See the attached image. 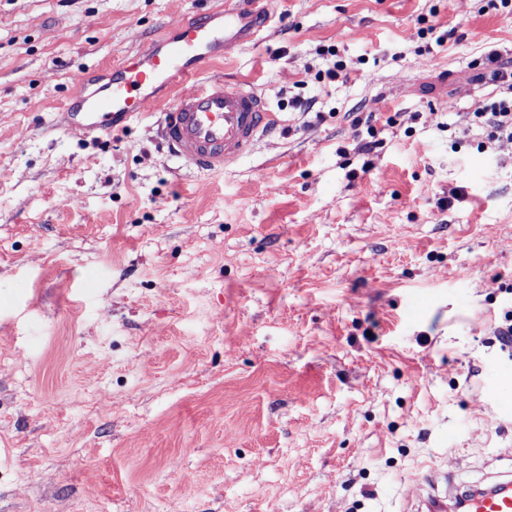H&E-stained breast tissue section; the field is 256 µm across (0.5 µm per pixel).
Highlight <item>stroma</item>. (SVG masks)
I'll return each mask as SVG.
<instances>
[{
    "label": "stroma",
    "instance_id": "1",
    "mask_svg": "<svg viewBox=\"0 0 512 512\" xmlns=\"http://www.w3.org/2000/svg\"><path fill=\"white\" fill-rule=\"evenodd\" d=\"M220 2L0 0V512H422L427 471L512 477V140L470 122L512 97L482 75L512 9L272 0L207 68L280 119L221 173L156 102L65 126L79 71Z\"/></svg>",
    "mask_w": 512,
    "mask_h": 512
}]
</instances>
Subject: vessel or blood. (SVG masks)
Segmentation results:
<instances>
[{"label":"vessel or blood","mask_w":512,"mask_h":512,"mask_svg":"<svg viewBox=\"0 0 512 512\" xmlns=\"http://www.w3.org/2000/svg\"><path fill=\"white\" fill-rule=\"evenodd\" d=\"M261 2L225 0L222 9L164 30L145 49L113 65L98 89L69 99L64 112L69 126L109 134L160 98V133L170 152L198 171H224L250 154L277 118L248 84L205 78L201 71L256 40ZM462 501L464 512H512V480L472 491Z\"/></svg>","instance_id":"b4317fda"}]
</instances>
